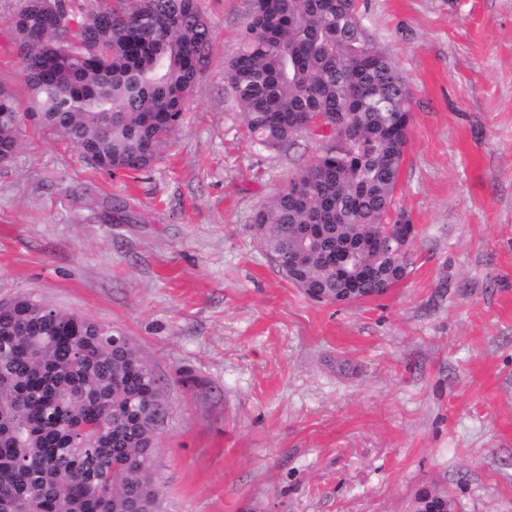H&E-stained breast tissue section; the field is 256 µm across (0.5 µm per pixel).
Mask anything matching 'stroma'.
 I'll use <instances>...</instances> for the list:
<instances>
[{"instance_id": "stroma-1", "label": "stroma", "mask_w": 512, "mask_h": 512, "mask_svg": "<svg viewBox=\"0 0 512 512\" xmlns=\"http://www.w3.org/2000/svg\"><path fill=\"white\" fill-rule=\"evenodd\" d=\"M209 62L139 177L94 169L39 121L0 0V303L123 328L160 378L163 512H512V0H359L410 91L390 222L413 224L385 295L319 305L252 217L318 144L255 145L224 68L250 0H197ZM19 114L12 96L0 101V154H13L0 156V164H5L14 156L18 147Z\"/></svg>"}]
</instances>
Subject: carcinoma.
<instances>
[{
    "instance_id": "obj_1",
    "label": "carcinoma",
    "mask_w": 512,
    "mask_h": 512,
    "mask_svg": "<svg viewBox=\"0 0 512 512\" xmlns=\"http://www.w3.org/2000/svg\"><path fill=\"white\" fill-rule=\"evenodd\" d=\"M49 27L21 0L13 37L43 124L110 175L142 173L179 123L209 59L196 0H64ZM225 81L257 144L288 147L308 114L332 123L321 154L259 209L262 245L311 301L396 285L407 268L362 253L339 275L336 248L385 223L410 122V93L370 38L357 0H252ZM19 114L0 101V154L18 147ZM306 224L329 245L297 251ZM0 512H160L154 408L163 388L126 331L29 296L0 306Z\"/></svg>"
}]
</instances>
